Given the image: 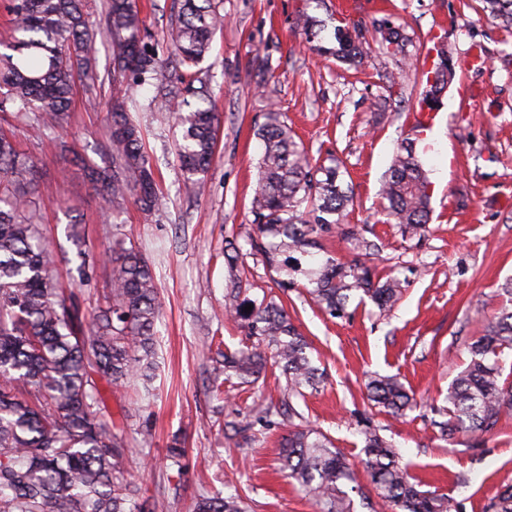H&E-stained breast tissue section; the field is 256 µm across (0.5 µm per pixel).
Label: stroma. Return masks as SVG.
Segmentation results:
<instances>
[{"mask_svg":"<svg viewBox=\"0 0 512 512\" xmlns=\"http://www.w3.org/2000/svg\"><path fill=\"white\" fill-rule=\"evenodd\" d=\"M171 2L139 0L150 42L163 58L171 54ZM222 10L224 26L205 61L220 124L201 196L181 190V131L150 83L132 92L134 117L164 204L147 215L131 203L107 218L83 169L111 162L106 102L125 89L113 75L105 36L95 44L102 79L96 99L76 91L69 124L55 134L17 132L20 149L35 162L33 198L64 287L95 306L110 288L104 256L118 241L139 248L155 266L162 316L153 394L143 400L134 387H101L124 429L128 474L145 489L153 512H191L199 492L234 490L246 512H318L280 469L279 443L289 423L267 410L279 399L276 373L225 386L220 400L207 390L216 349L233 352L248 342L224 309L231 275L226 243L245 253L251 297L270 284L249 253L248 234L257 129L273 108L285 114L310 157H333L346 167L354 198L347 221L380 247L367 263L404 286L388 315L367 300L350 303L341 318L314 305L304 288L289 289L288 311L325 375L294 407L356 464L362 490L371 488L360 466L367 424L398 448L401 465L423 489L448 495L457 512H485L497 491L512 485V411L494 433L475 439L443 440L437 424L449 383L469 361V344L504 303L500 287L512 279V31L461 0H223ZM304 12L331 26L342 18L361 23L369 54L360 70L320 56L297 25ZM382 17L403 25L406 57L380 50L374 22ZM441 46L456 75L433 122H423L425 73ZM408 141L430 182V222L416 237L385 223L381 212L385 175ZM82 252L96 265L86 280L77 271ZM376 373L398 377L416 406L400 418L371 409L365 383ZM220 415L238 430H218ZM144 427L151 431L146 440ZM176 436L185 448L178 469L168 460Z\"/></svg>","mask_w":512,"mask_h":512,"instance_id":"35a3bbf8","label":"stroma"}]
</instances>
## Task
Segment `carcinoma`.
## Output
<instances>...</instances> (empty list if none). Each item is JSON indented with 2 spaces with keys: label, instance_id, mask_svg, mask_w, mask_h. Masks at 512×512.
Here are the masks:
<instances>
[{
  "label": "carcinoma",
  "instance_id": "cac0c4a2",
  "mask_svg": "<svg viewBox=\"0 0 512 512\" xmlns=\"http://www.w3.org/2000/svg\"><path fill=\"white\" fill-rule=\"evenodd\" d=\"M482 11L512 28V0H480ZM221 0H172L169 37L173 54L159 57L146 42L137 0H105V37L115 73L126 89L168 76L176 84L170 103L181 128L177 156L186 195L196 196L217 147L219 113L201 64L214 32L224 23ZM14 15L8 52L0 53V120L12 129L39 132L67 125L76 85L96 92L93 57L97 32L90 24L88 0H11ZM299 24L316 50L351 67L367 55L357 23L334 29L336 46L321 45L323 26L303 13ZM381 47L396 56L408 38L387 18L374 22ZM426 76L421 105L432 109L453 79L448 51ZM112 164L87 167L86 177L100 191L112 215L129 201L151 215L163 205L144 146L140 124L130 115L126 95L110 103ZM258 128L262 153L257 189L251 201L250 245L274 287L282 294L302 285L322 310L336 318L354 297L370 298L379 313L400 299L402 284L381 277L358 260L341 263L331 255L317 259L321 238L337 232L355 241L363 255L378 244L345 224L353 197L344 186L343 166L313 163L282 113H264ZM35 167L18 152L12 136L0 131V512H142L143 488L126 476L123 432L108 420L98 382L122 388L152 379L155 325L162 310L152 265L122 242L105 261L112 268V303L90 314L73 291L60 288L54 254L42 239L38 213L19 188ZM386 222L404 234L425 230L430 218L429 181L410 144L396 152L382 186ZM249 280L237 275L225 311L244 329L251 344L234 352L217 350L214 362L225 378L251 383L273 365L286 385L282 406L323 382L310 344L283 301L246 295ZM253 305L250 312L244 307ZM512 349V308L488 322L485 334L469 346L470 360L448 386V420L437 423L441 437L493 433L501 414L512 410V384L503 377L500 357ZM367 399L393 417L414 405L410 390L396 377L375 374ZM365 466L379 512H451L452 499L421 490L399 462V453L377 429L365 426ZM279 459L319 507V512H354L346 487L355 471L319 430L295 425L282 438ZM489 512H512V486L500 490ZM194 512H244L233 494L202 492Z\"/></svg>",
  "mask_w": 512,
  "mask_h": 512
}]
</instances>
